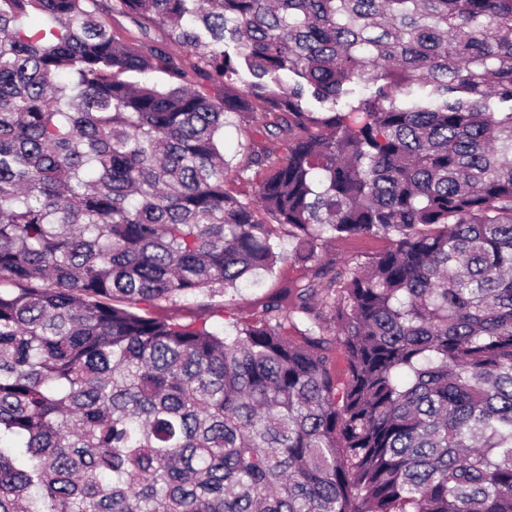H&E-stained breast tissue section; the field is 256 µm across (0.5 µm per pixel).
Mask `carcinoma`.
<instances>
[{"mask_svg": "<svg viewBox=\"0 0 512 512\" xmlns=\"http://www.w3.org/2000/svg\"><path fill=\"white\" fill-rule=\"evenodd\" d=\"M98 2L0 0V512H512V0ZM100 3L104 9V12L101 14L102 18L105 19L107 23L110 24V26H112V29L120 38L126 39L132 44V46H136V44L139 42L135 40L141 38V34L139 33V30L134 25V23L129 18L115 14L110 16V14L108 15L105 13L106 6L113 2H110L109 0H102ZM255 136L252 128L245 125L235 113L225 116L224 124V157L232 168L244 159L251 137ZM385 246L382 240L374 239H340L327 244L323 251L325 260H336L356 258L359 261H369L376 253ZM305 271L290 261L278 263L272 272H261L256 281L243 283L238 291L230 290L224 297L211 299H176L162 303L154 308V316L169 321L188 322L194 319H206L207 324L231 331L235 320L245 322L254 317L260 309L264 297L288 280L305 275ZM224 308H220V306Z\"/></svg>", "mask_w": 512, "mask_h": 512, "instance_id": "obj_1", "label": "carcinoma"}]
</instances>
